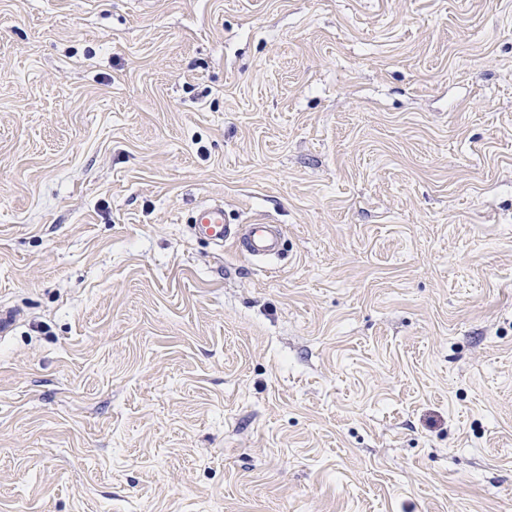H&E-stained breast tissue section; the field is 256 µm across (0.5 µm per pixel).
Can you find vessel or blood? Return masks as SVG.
Wrapping results in <instances>:
<instances>
[{"label": "vessel or blood", "instance_id": "obj_1", "mask_svg": "<svg viewBox=\"0 0 512 512\" xmlns=\"http://www.w3.org/2000/svg\"><path fill=\"white\" fill-rule=\"evenodd\" d=\"M196 235L221 246L232 243L242 254L255 261L279 256L281 234L277 226L263 220L249 224H229L224 220V204L220 201L204 203L191 216Z\"/></svg>", "mask_w": 512, "mask_h": 512}]
</instances>
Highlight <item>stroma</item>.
Wrapping results in <instances>:
<instances>
[{
  "label": "stroma",
  "instance_id": "stroma-1",
  "mask_svg": "<svg viewBox=\"0 0 512 512\" xmlns=\"http://www.w3.org/2000/svg\"><path fill=\"white\" fill-rule=\"evenodd\" d=\"M1 305L0 512H512V0H0ZM189 224H192L196 235L219 247L224 243H232L252 260L265 261L280 255L281 234L277 226L264 220H256L251 224H226L222 201L197 206Z\"/></svg>",
  "mask_w": 512,
  "mask_h": 512
}]
</instances>
